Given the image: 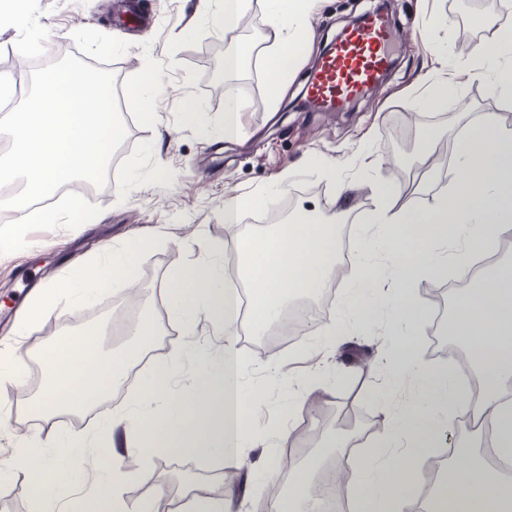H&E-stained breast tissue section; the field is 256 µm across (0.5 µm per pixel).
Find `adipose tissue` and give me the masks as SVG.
Here are the masks:
<instances>
[{
	"mask_svg": "<svg viewBox=\"0 0 512 512\" xmlns=\"http://www.w3.org/2000/svg\"><path fill=\"white\" fill-rule=\"evenodd\" d=\"M275 4L277 16L266 36L274 96L307 42L306 18L316 0H275ZM244 10L245 0H200L198 14L226 35L236 30ZM496 51L493 59L476 51L480 72L512 95V34L503 35ZM452 137L461 155L454 192L437 195L426 208L416 210L411 203H398L397 191L378 189L376 221L389 230L379 244L384 260L378 264L361 260L352 287L351 298L359 302L362 316L372 318L379 308L389 307L398 330L396 360L386 368L392 385L378 394L390 416L389 431L367 450L363 464L344 483L360 512H414L408 487L419 475L424 449L434 447L443 436L450 425V410L457 405L474 419L490 422L496 457L512 463V394L506 389L512 381V263L497 264L479 286L464 289L447 328L448 335L465 341L482 373L480 397H461L451 374L429 368L413 352L411 332L424 312L412 290L402 287V280L420 272H439L443 261L435 248L451 238H463L466 253L478 254L512 236V129L492 119L483 129H474L469 113L462 111ZM335 241V225L301 219L239 238L241 263L234 284L222 285L215 265L207 259L170 276L172 313L188 330L201 317L223 328L224 350L217 354L193 348L201 373L180 391L173 388L174 368L157 366L131 408L113 411L110 430L129 428L133 434L112 455L111 479L82 500V512H104L108 507L113 512H151L146 504L127 508L121 497L122 460L129 453L179 455L191 450L241 464L245 416L264 400L249 393L242 381L234 343L239 322L235 285L252 288L256 324L264 326L278 318L289 292L317 294L327 288L336 267ZM132 251L129 245L116 250L104 244L99 259L72 272L68 287L86 294L130 284L136 276ZM384 275L396 280V287L381 288ZM132 334L134 343L116 356L97 353L89 341L52 345L45 354L36 410L44 415L61 409L78 411L120 387L129 367L153 345L155 324L139 318ZM143 406L149 412L142 419L136 410ZM19 464L28 471L34 502L41 506L53 501L66 481L64 471L29 452L22 454ZM423 512H512V480L491 478L484 455L461 449L445 479L424 502Z\"/></svg>",
	"mask_w": 512,
	"mask_h": 512,
	"instance_id": "adipose-tissue-1",
	"label": "adipose tissue"
}]
</instances>
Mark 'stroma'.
<instances>
[{
  "label": "stroma",
  "instance_id": "1",
  "mask_svg": "<svg viewBox=\"0 0 512 512\" xmlns=\"http://www.w3.org/2000/svg\"><path fill=\"white\" fill-rule=\"evenodd\" d=\"M197 0H141L145 24L122 25L117 16L122 0H39L40 23L49 31L46 60L71 53L85 63L112 71L116 85L138 83L145 69L162 71L166 91L156 101L152 121H142L135 102L125 106L127 136L112 185L90 196L100 206L97 223L73 230L36 231L28 248L0 259V372H19L25 362L43 356L58 339L93 326L100 349L121 354L131 335H114L112 318L117 307L134 308L150 316L157 329L148 363L139 368L174 364L176 389H184L198 376L192 357H178L179 349L196 340L221 347V331L202 320L187 333L169 310L158 307L157 295L165 291L167 277L175 269L202 258L215 260L222 272L239 263L228 239L259 232L249 223L257 211L288 204L291 215L316 224L346 227L352 255H359L371 233L375 214L374 187L397 188L413 198L415 207H426L430 192L454 187L448 160L454 157L450 130L458 112L468 111L474 124L487 114L512 127V98L502 94L489 78L471 79L463 74L456 92L445 106L415 103L433 80L441 61L459 68L469 62L473 47H494L495 29L486 25L492 16L512 9V0H483L473 13L471 0H389L387 12L395 34L392 56L396 61L387 79L338 112L301 108L306 83L318 58L326 52L354 18L372 12L376 0H317L308 18L311 39L298 55L280 98H271L265 67L266 34L272 17L266 0H250L236 32L240 41L257 51L245 59L239 73L219 76L224 65L223 35L195 12ZM476 14L479 41L448 33L449 15ZM19 33L0 28V81L14 84L29 80L34 68L16 50ZM193 97L205 110V128L184 124L180 102ZM242 106L237 138L223 137L225 97ZM430 127L409 163H401L393 151L396 129ZM354 187L350 199H342V183ZM237 198L241 223L224 221V200ZM147 239V248L136 254L138 278L125 288H101L83 301L70 289L58 292L57 309L34 326L22 324L21 315L30 295L22 290V278L37 285L64 279L68 268L98 251L102 241L120 246ZM455 267L442 275L423 274L411 279L425 310L416 325V351L432 367H444L447 357L431 350L427 336L435 319L428 289L444 288L458 281ZM390 313L382 311L373 321H358L349 335L336 339L334 348L307 336L295 349L269 346V331L255 332L252 321L239 328L243 341L236 347L245 363V384L262 392L265 405L246 417L248 438L245 454L257 472L239 469L226 477L225 462L218 456L186 452L177 456L155 453L126 458L121 492L128 505L151 502L154 512H169L172 502H184L194 483L203 482L213 496L235 489L230 512H260L267 503L264 472L280 475L284 451L278 446L279 431H287L292 443L306 448L316 437L332 431L344 401L360 410L359 440L345 460L358 465L364 451L387 428L375 398L382 383V356L389 344ZM40 381L25 383L19 397L0 391V512H32L29 476L15 465L20 447H39L45 437H68L72 430L57 427L42 434L25 427L23 419L35 418L32 408ZM332 392L333 402L323 400ZM67 479L57 490L58 505H65L92 488L97 472L79 458L49 452Z\"/></svg>",
  "mask_w": 512,
  "mask_h": 512
}]
</instances>
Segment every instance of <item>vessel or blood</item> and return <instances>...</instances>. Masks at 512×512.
Returning <instances> with one entry per match:
<instances>
[{"label":"vessel or blood","mask_w":512,"mask_h":512,"mask_svg":"<svg viewBox=\"0 0 512 512\" xmlns=\"http://www.w3.org/2000/svg\"><path fill=\"white\" fill-rule=\"evenodd\" d=\"M393 30L385 14L372 12L346 31L317 62L306 98L317 110L336 112L376 85L391 66Z\"/></svg>","instance_id":"obj_1"}]
</instances>
